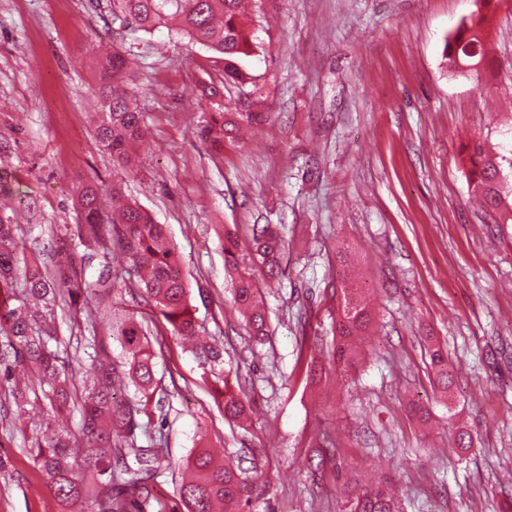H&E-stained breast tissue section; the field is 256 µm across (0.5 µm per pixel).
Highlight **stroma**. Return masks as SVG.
I'll return each mask as SVG.
<instances>
[{
  "label": "stroma",
  "instance_id": "1",
  "mask_svg": "<svg viewBox=\"0 0 512 512\" xmlns=\"http://www.w3.org/2000/svg\"><path fill=\"white\" fill-rule=\"evenodd\" d=\"M107 5L0 0V222L32 225L27 252L56 262L77 193L95 184L104 211L116 196L137 202L180 254L201 332L223 343L253 423L225 420L198 361L166 335L155 362L179 390L162 402L172 467L153 483L149 512H185L177 485L201 435L257 487L253 512H340L351 478L382 475L399 512H502L512 503V224L477 206L461 151L482 138L512 152V0L492 17L493 72L467 77L443 52L476 0H250L262 50L247 61V92L268 118L220 153L198 135L211 107L194 88L219 80L223 62L164 29L114 33ZM109 41L133 64L146 130L127 170L94 133L93 50ZM256 224L286 242L261 342L224 270L225 231L246 244ZM342 245L374 313L347 374L328 364ZM433 344L448 352V398ZM15 410L0 391V512H63Z\"/></svg>",
  "mask_w": 512,
  "mask_h": 512
}]
</instances>
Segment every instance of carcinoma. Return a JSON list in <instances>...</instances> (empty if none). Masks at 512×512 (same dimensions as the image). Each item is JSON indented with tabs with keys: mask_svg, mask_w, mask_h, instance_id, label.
I'll list each match as a JSON object with an SVG mask.
<instances>
[{
	"mask_svg": "<svg viewBox=\"0 0 512 512\" xmlns=\"http://www.w3.org/2000/svg\"><path fill=\"white\" fill-rule=\"evenodd\" d=\"M241 0H110L111 14L130 20L132 27L151 33L174 30L195 45L222 55L223 78L202 86L200 97L217 98L229 86L242 87L254 79L245 59L259 45L243 22ZM492 0H481L483 8L464 18L448 36L443 57L448 69L477 73L487 56L488 14ZM131 66L116 49L99 68L94 91L100 102L95 135L123 169L130 151L143 141L142 113L130 87ZM262 118L260 112H214L200 137L218 152L239 123ZM468 175L480 207L512 224V184L504 168L512 170V156L493 155L481 142L466 149ZM76 210L82 222L76 225V244L64 250L65 258L52 269L42 268L38 257L27 255L16 234V225L0 223V337L7 340L0 350L3 377L11 383L17 419L24 423L26 406H42L47 414L31 437L30 453L55 486L65 507L80 505V512H145L150 506L149 481L170 469L165 454L166 437L153 431L155 395L161 380L155 376L153 345L135 314L112 315L96 328L89 299L109 302L124 278L112 275L106 262L120 251L134 268L136 277L171 333L192 341L200 332L189 303V289L176 249L167 240L165 225L158 224L143 207L125 203L106 214L99 203V188L88 185L77 195ZM250 250L260 263L254 269L242 254L236 234L224 232V267L232 281L233 303L242 314L251 335H267L263 304V280L283 275L285 241L268 224L253 227ZM105 262L92 273L94 261ZM336 314V368L347 372L355 366L358 344L371 322L364 303V289L343 280ZM65 314L77 329H90L87 336L57 335V312ZM83 345L94 349L91 367L83 379V390L75 396L67 371ZM430 365L438 387L446 394L451 385L448 357L441 347L429 349ZM195 357L212 384L224 417L238 424L248 419V398L242 384H229L224 376V347L198 344ZM134 387L135 399L120 398L121 386ZM80 408L79 435L62 426L61 420ZM143 436L147 445L137 444ZM133 458L137 467L128 463ZM188 478L177 491L186 512H245L256 499L254 486L238 474L239 466L215 459L205 447L187 458ZM342 512H397L386 482L344 488Z\"/></svg>",
	"mask_w": 512,
	"mask_h": 512,
	"instance_id": "obj_1",
	"label": "carcinoma"
}]
</instances>
